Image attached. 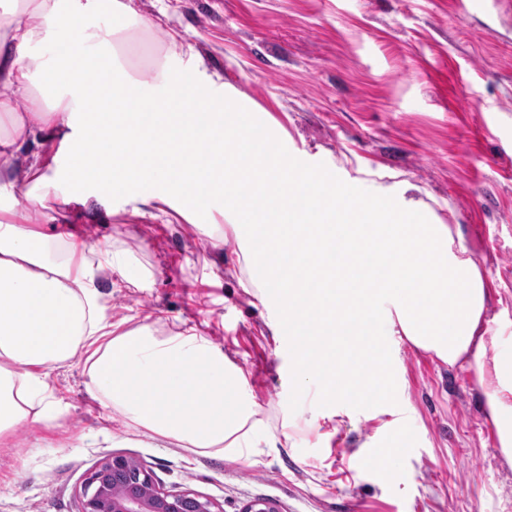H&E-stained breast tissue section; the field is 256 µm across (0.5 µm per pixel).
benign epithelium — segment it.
<instances>
[{"label": "benign epithelium", "instance_id": "obj_1", "mask_svg": "<svg viewBox=\"0 0 512 512\" xmlns=\"http://www.w3.org/2000/svg\"><path fill=\"white\" fill-rule=\"evenodd\" d=\"M213 503L191 493L170 492L155 483L133 458H105L82 489L81 512H213Z\"/></svg>", "mask_w": 512, "mask_h": 512}]
</instances>
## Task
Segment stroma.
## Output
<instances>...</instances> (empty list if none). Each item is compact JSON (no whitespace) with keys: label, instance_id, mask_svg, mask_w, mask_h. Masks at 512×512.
Segmentation results:
<instances>
[{"label":"stroma","instance_id":"stroma-1","mask_svg":"<svg viewBox=\"0 0 512 512\" xmlns=\"http://www.w3.org/2000/svg\"><path fill=\"white\" fill-rule=\"evenodd\" d=\"M153 27L123 62L153 80L192 65L260 107L289 157L371 186H415L440 223L483 256L496 293L490 354L512 353V0L462 12L457 0H132ZM181 36L169 51L166 31ZM18 180L0 220L83 242L74 264L122 253L140 276L95 277L106 322L167 336L195 329L242 368L270 448L232 459L195 452L126 424L88 387L85 354L46 380L66 409L56 427L15 425L0 438V512H80L87 474L106 456L138 460L168 491L245 512H512V465L499 451L474 373L401 336L385 339V395L323 396L298 381L276 294L257 297L249 244L216 199L191 217L164 204H73L48 221L18 209Z\"/></svg>","mask_w":512,"mask_h":512}]
</instances>
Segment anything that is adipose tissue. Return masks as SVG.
Wrapping results in <instances>:
<instances>
[{
  "instance_id": "1",
  "label": "adipose tissue",
  "mask_w": 512,
  "mask_h": 512,
  "mask_svg": "<svg viewBox=\"0 0 512 512\" xmlns=\"http://www.w3.org/2000/svg\"><path fill=\"white\" fill-rule=\"evenodd\" d=\"M35 23L0 17V114L13 131L0 155L40 136L31 171L32 206L58 185L79 187L72 202H160L187 213L223 198L232 229H245V263L270 262L292 335L311 350L295 359L326 368L325 393L362 399L374 385L348 373L381 358L384 336L401 335L448 365L466 362L481 387L500 452L512 464V354L488 356L491 288L479 260L450 225L436 223L406 194L359 191L323 170L297 166L267 121L198 70L153 93L119 61L122 33L150 28L129 0H14ZM109 6L117 27L89 31L86 18ZM50 29L80 31V45L47 61L29 47ZM206 150L190 154L196 143ZM66 164L39 166L51 152ZM47 236L0 222V435L28 420L53 425L63 408L42 374L88 350L89 384L130 423L190 450L242 456L267 440L244 394L245 377L193 332L114 333L87 269L49 255Z\"/></svg>"
}]
</instances>
